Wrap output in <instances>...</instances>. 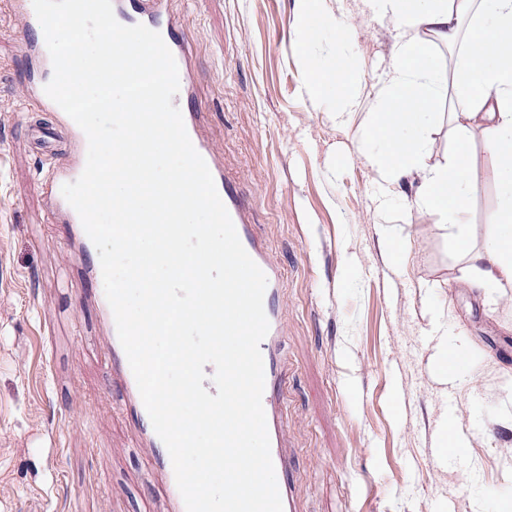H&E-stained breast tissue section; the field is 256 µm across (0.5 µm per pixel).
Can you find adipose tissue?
<instances>
[{
  "mask_svg": "<svg viewBox=\"0 0 512 512\" xmlns=\"http://www.w3.org/2000/svg\"><path fill=\"white\" fill-rule=\"evenodd\" d=\"M367 8L388 17L398 31V50L389 72L387 89L374 105L370 139L381 150L370 161L382 189H390L402 176L421 172L420 201L438 215L451 232L455 248L467 260L473 279L487 291L512 281V0H364ZM476 14L469 37L476 63L456 66L445 76L432 54L434 42L461 45L460 23ZM300 28L296 50L308 55L311 45L339 20L322 0H294ZM306 92L321 98L340 88L342 108L354 106L356 83L344 62L326 70L309 66ZM468 98L471 109L452 113L459 138L446 165L424 168L429 151L428 131L433 106L448 93ZM479 125L491 133L489 147L497 161L501 201L487 218L491 234L482 246L472 242L466 222L471 187L467 178L468 127Z\"/></svg>",
  "mask_w": 512,
  "mask_h": 512,
  "instance_id": "ef3b65f1",
  "label": "adipose tissue"
}]
</instances>
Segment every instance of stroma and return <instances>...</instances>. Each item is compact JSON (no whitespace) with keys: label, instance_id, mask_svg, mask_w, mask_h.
Instances as JSON below:
<instances>
[{"label":"stroma","instance_id":"stroma-1","mask_svg":"<svg viewBox=\"0 0 512 512\" xmlns=\"http://www.w3.org/2000/svg\"><path fill=\"white\" fill-rule=\"evenodd\" d=\"M342 21L311 48L325 68L341 54L359 78L356 105L303 90L294 0H185L196 54L194 104L208 112L224 168L251 204L256 235L286 275L284 446L299 512H501L512 500V283L477 288L438 216L418 201L419 176L379 188L366 155L374 100L397 51L394 27L361 0H325ZM33 21L0 10V512H163L145 449L105 395L104 341L91 286L71 274L64 225L38 189L40 158L16 114L29 76L20 35ZM440 101L427 165L457 135ZM488 131L468 134L475 244L499 203ZM392 231L404 251L392 263ZM476 357L440 379L441 337ZM466 434L438 457L440 424Z\"/></svg>","mask_w":512,"mask_h":512}]
</instances>
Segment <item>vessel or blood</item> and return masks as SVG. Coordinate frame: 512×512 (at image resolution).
Segmentation results:
<instances>
[{"label": "vessel or blood", "instance_id": "obj_1", "mask_svg": "<svg viewBox=\"0 0 512 512\" xmlns=\"http://www.w3.org/2000/svg\"><path fill=\"white\" fill-rule=\"evenodd\" d=\"M113 9L121 24H142L161 34L178 66L179 92L186 98H193L194 52L183 34L184 14L180 0H113ZM22 48L32 70L25 86L24 101L26 111L32 112L33 117L27 120L26 125L45 145L43 160L47 168L39 179L40 193L51 221L68 225V246L76 261L75 270L82 279L94 287V298L109 339L106 354L110 373L120 381L125 412L137 431L141 447L148 451L152 473L162 484L167 504L166 512H186L169 453L152 426L120 343L114 315L104 293L101 265L89 259L94 245L86 235L78 214L61 192L64 184L77 180L84 170L87 138L79 126L44 92L45 85L53 75L52 62L46 46L26 39L22 42ZM38 112L51 113L55 121L54 126L50 127L35 120L34 115ZM183 120L195 149L209 167L217 191L243 247L267 277L263 305L270 329L260 344L265 373L262 403L283 512H297L289 455L284 447L286 421L280 397V388L286 372V361L281 348L286 334L281 305L285 290L284 273L281 267L271 260L269 246L258 238L253 230L250 205L224 169V157L214 145L206 113L192 108L184 111Z\"/></svg>", "mask_w": 512, "mask_h": 512}]
</instances>
